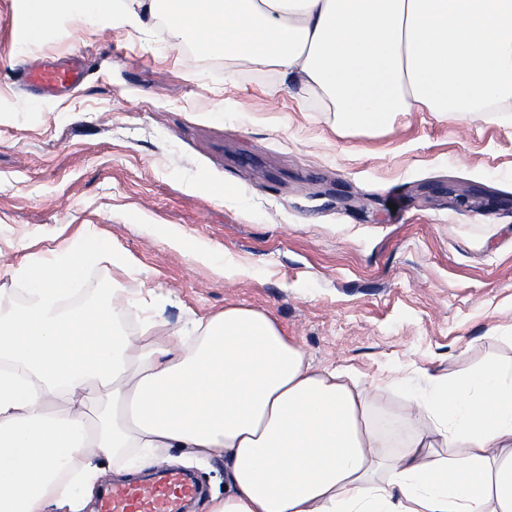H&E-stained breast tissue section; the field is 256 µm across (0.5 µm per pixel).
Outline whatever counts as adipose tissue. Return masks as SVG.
<instances>
[{
	"label": "adipose tissue",
	"mask_w": 512,
	"mask_h": 512,
	"mask_svg": "<svg viewBox=\"0 0 512 512\" xmlns=\"http://www.w3.org/2000/svg\"><path fill=\"white\" fill-rule=\"evenodd\" d=\"M163 0H27L130 27ZM172 37L291 77L346 126L396 113L492 112L512 100V0H178ZM124 256L88 234L9 268L0 289V512H80L101 460L137 449L222 453L208 512H512V362L430 374L387 422L354 370L320 367L254 309L123 329L113 291L74 307L86 270Z\"/></svg>",
	"instance_id": "ef3b65f1"
}]
</instances>
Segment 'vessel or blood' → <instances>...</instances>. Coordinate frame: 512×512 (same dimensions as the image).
<instances>
[{
	"label": "vessel or blood",
	"mask_w": 512,
	"mask_h": 512,
	"mask_svg": "<svg viewBox=\"0 0 512 512\" xmlns=\"http://www.w3.org/2000/svg\"><path fill=\"white\" fill-rule=\"evenodd\" d=\"M79 78V72L69 65H47L31 75L30 81L36 89L50 93L74 87ZM196 494V485L185 474L170 471L149 485H114L102 498L100 512H185Z\"/></svg>",
	"instance_id": "vessel-or-blood-1"
}]
</instances>
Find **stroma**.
<instances>
[{
	"mask_svg": "<svg viewBox=\"0 0 512 512\" xmlns=\"http://www.w3.org/2000/svg\"><path fill=\"white\" fill-rule=\"evenodd\" d=\"M29 27L24 0H0V289L13 287L8 267L89 230L127 265L90 267L87 295L155 293L151 313L171 328L228 306L261 311L314 363L375 381L391 417L407 406L392 379L512 360L492 336L512 325V114L348 128L320 98L190 51L156 20L68 14L35 40ZM46 58L80 60L82 84L32 93L26 74ZM435 186L488 209H458ZM200 245L218 261L198 260ZM159 456L223 495V458Z\"/></svg>",
	"mask_w": 512,
	"mask_h": 512,
	"instance_id": "1",
	"label": "stroma"
}]
</instances>
